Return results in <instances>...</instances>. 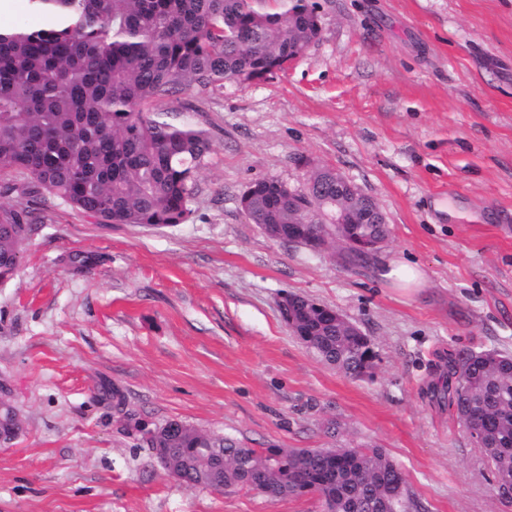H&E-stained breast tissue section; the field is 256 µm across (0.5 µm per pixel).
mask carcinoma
<instances>
[{
  "label": "carcinoma",
  "instance_id": "obj_1",
  "mask_svg": "<svg viewBox=\"0 0 512 512\" xmlns=\"http://www.w3.org/2000/svg\"><path fill=\"white\" fill-rule=\"evenodd\" d=\"M57 18L50 29L0 26V184L45 194L104 224L185 223L195 175L212 152L203 129L154 118L164 101L226 82L256 83L285 70L322 32L311 0H29ZM296 188L263 179L240 196L251 224H281L270 238L316 246L336 239L322 196L329 169ZM30 225L0 206V283L19 267ZM292 331L328 365L372 374L370 337L354 335L332 309L288 294ZM448 397L495 475L512 488V354L448 356ZM169 476L190 485L254 490L272 501L315 494L336 512H426L401 468L379 448H248L203 431L149 433Z\"/></svg>",
  "mask_w": 512,
  "mask_h": 512
}]
</instances>
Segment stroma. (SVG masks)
Masks as SVG:
<instances>
[{"instance_id":"obj_1","label":"stroma","mask_w":512,"mask_h":512,"mask_svg":"<svg viewBox=\"0 0 512 512\" xmlns=\"http://www.w3.org/2000/svg\"><path fill=\"white\" fill-rule=\"evenodd\" d=\"M322 33L259 83L167 99L213 151L189 221L100 224L49 196L0 199L31 232L0 284V512H323L180 484L146 433L176 419L250 448L375 446L427 512H512L447 400L449 352L512 353V0H316ZM332 167L387 217L365 266L248 223L260 179ZM418 265L414 293L382 272ZM299 294L370 336L371 376L324 364L283 320ZM120 391L133 419L112 407ZM337 431L328 434V421Z\"/></svg>"}]
</instances>
